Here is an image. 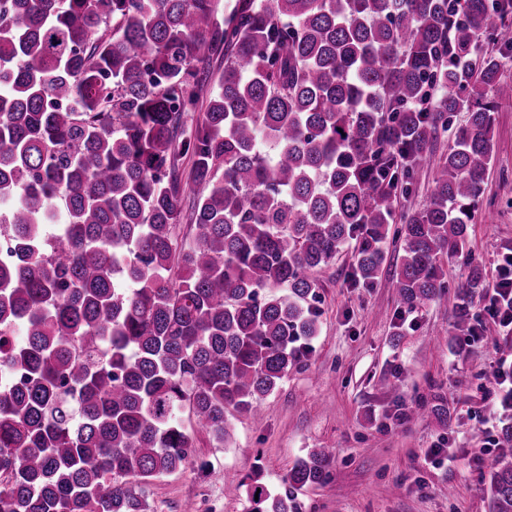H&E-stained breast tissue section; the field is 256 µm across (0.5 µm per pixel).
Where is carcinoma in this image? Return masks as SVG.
Wrapping results in <instances>:
<instances>
[{
  "label": "carcinoma",
  "instance_id": "cac0c4a2",
  "mask_svg": "<svg viewBox=\"0 0 512 512\" xmlns=\"http://www.w3.org/2000/svg\"><path fill=\"white\" fill-rule=\"evenodd\" d=\"M495 12L512 0H236L222 22L213 0H0V512H149L191 431L228 441L307 360L311 272L343 245L372 286L400 242L403 309L447 288L512 102ZM205 48L220 90L186 129ZM454 112L427 205L397 213ZM484 281L470 264L465 336ZM421 409L448 422L437 397L405 419ZM499 446L489 509L512 512V423ZM329 461L310 449L280 494L258 468L231 479L247 512H299Z\"/></svg>",
  "mask_w": 512,
  "mask_h": 512
}]
</instances>
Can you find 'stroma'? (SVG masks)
<instances>
[{"label": "stroma", "mask_w": 512, "mask_h": 512, "mask_svg": "<svg viewBox=\"0 0 512 512\" xmlns=\"http://www.w3.org/2000/svg\"><path fill=\"white\" fill-rule=\"evenodd\" d=\"M493 161L479 213L470 226L469 258L444 260L447 286L412 312L399 311L393 279L400 263L388 248L377 283L356 284L354 247L346 245L315 272L321 330L305 365L291 371L257 412L231 421L228 443L193 437L186 466L157 478L151 512H245V492L232 475L263 468L273 490L309 449H331L329 483L297 494L300 512H488L485 477L498 452L493 442L512 410L493 392L504 361L490 343L454 335L456 295L468 260L495 278L512 248V104L494 114ZM400 386L385 394L384 382ZM441 395L451 418L398 423L404 407ZM450 458L432 461L430 451Z\"/></svg>", "instance_id": "obj_1"}]
</instances>
